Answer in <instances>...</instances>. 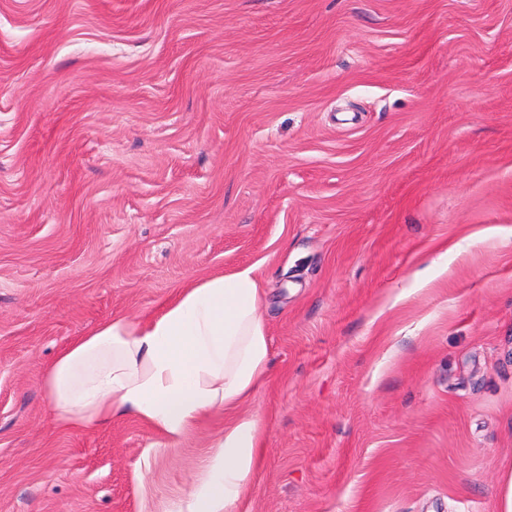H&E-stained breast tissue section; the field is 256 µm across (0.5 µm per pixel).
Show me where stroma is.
<instances>
[{
    "label": "stroma",
    "instance_id": "1",
    "mask_svg": "<svg viewBox=\"0 0 512 512\" xmlns=\"http://www.w3.org/2000/svg\"><path fill=\"white\" fill-rule=\"evenodd\" d=\"M242 266L250 512H501L512 0H0V512H176L223 416L61 429L43 378Z\"/></svg>",
    "mask_w": 512,
    "mask_h": 512
}]
</instances>
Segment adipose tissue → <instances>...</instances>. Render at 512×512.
I'll return each instance as SVG.
<instances>
[{"instance_id": "ef3b65f1", "label": "adipose tissue", "mask_w": 512, "mask_h": 512, "mask_svg": "<svg viewBox=\"0 0 512 512\" xmlns=\"http://www.w3.org/2000/svg\"><path fill=\"white\" fill-rule=\"evenodd\" d=\"M263 296L248 266L192 283L153 317L101 324L46 372L55 426L82 429L131 416L177 445L223 414L224 430L177 512H245L265 429L245 407L268 373Z\"/></svg>"}]
</instances>
